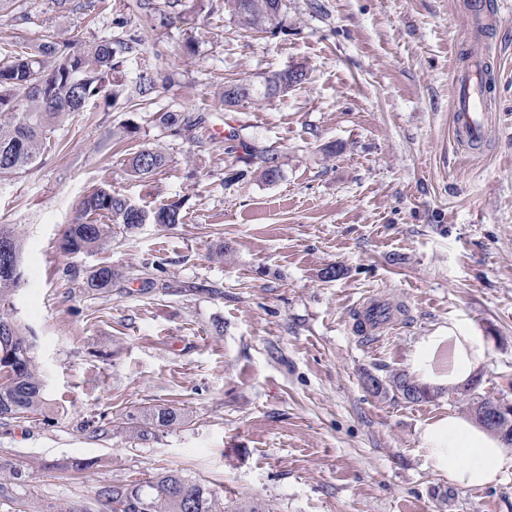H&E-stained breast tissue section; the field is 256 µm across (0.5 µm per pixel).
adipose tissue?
Returning <instances> with one entry per match:
<instances>
[{
	"label": "adipose tissue",
	"mask_w": 512,
	"mask_h": 512,
	"mask_svg": "<svg viewBox=\"0 0 512 512\" xmlns=\"http://www.w3.org/2000/svg\"><path fill=\"white\" fill-rule=\"evenodd\" d=\"M487 353L477 329L452 319L445 334L417 345L413 369L417 381L454 388L476 374ZM422 440L433 463L465 485L493 486L512 472V445L470 418L449 414L428 426Z\"/></svg>",
	"instance_id": "ef3b65f1"
}]
</instances>
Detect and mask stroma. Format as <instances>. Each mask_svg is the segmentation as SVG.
I'll use <instances>...</instances> for the list:
<instances>
[{
    "label": "stroma",
    "instance_id": "35a3bbf8",
    "mask_svg": "<svg viewBox=\"0 0 512 512\" xmlns=\"http://www.w3.org/2000/svg\"><path fill=\"white\" fill-rule=\"evenodd\" d=\"M0 0V47L81 44L137 34L120 75L150 103L103 102L69 116L30 171L0 178V224L23 243L24 285L4 311L33 345L48 408L0 420V512H102L104 484L168 471L226 506L273 512H512V473L488 487L449 479L426 427L466 414L462 388L430 399L368 391L365 374L412 373V355L449 319L488 346L480 394L512 401V0H487L475 32L467 0H284L278 23L244 26L224 0ZM473 54L494 81L479 147L451 125L455 76ZM306 81L261 95L266 77ZM259 93L225 109V83ZM203 115L170 135L155 112ZM238 130L280 157L282 175L232 180ZM166 164L129 175V150ZM137 205L179 203L183 223L116 232L68 255L66 225L95 187ZM102 265L119 277L85 286ZM336 266L340 274L325 278ZM384 293L400 310L378 341L349 329ZM173 404L185 425L141 442L127 414ZM92 460L69 476L60 463Z\"/></svg>",
    "mask_w": 512,
    "mask_h": 512
}]
</instances>
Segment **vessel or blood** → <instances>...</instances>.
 <instances>
[{
    "label": "vessel or blood",
    "mask_w": 512,
    "mask_h": 512,
    "mask_svg": "<svg viewBox=\"0 0 512 512\" xmlns=\"http://www.w3.org/2000/svg\"><path fill=\"white\" fill-rule=\"evenodd\" d=\"M484 77V66L477 63L455 80L453 126L457 137L471 144L485 141L489 131L490 91ZM356 315V331L375 339L383 337L394 320V311L386 296L379 293L363 298L356 306Z\"/></svg>",
    "instance_id": "1"
}]
</instances>
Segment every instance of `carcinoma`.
I'll return each instance as SVG.
<instances>
[{
    "instance_id": "1",
    "label": "carcinoma",
    "mask_w": 512,
    "mask_h": 512,
    "mask_svg": "<svg viewBox=\"0 0 512 512\" xmlns=\"http://www.w3.org/2000/svg\"><path fill=\"white\" fill-rule=\"evenodd\" d=\"M240 0H225L228 11L250 27L272 23L280 15L281 0H250L251 9L243 12ZM138 39L129 35L116 41L70 42L48 41L38 50L3 48L0 54V177H11L36 166L50 143V134L63 119L83 112L95 101L106 103L124 94L129 100L147 96L148 89L129 91L114 79V72L136 50ZM306 80L305 70L291 77L288 70L274 73L265 81V95L285 94ZM254 98L249 84L224 86V104L238 106ZM159 122L172 135H182L196 126V120L165 112ZM227 151L241 149L246 164L255 167L269 183L281 176L278 155L259 149L231 132L224 138ZM166 157L157 149H141L128 158L132 176L146 179L164 166ZM184 215L176 203L145 209L105 188L93 190L81 202L79 222L67 225L61 241L67 254L98 250L116 229L130 231L142 224H181ZM0 305L10 302L22 281L23 243L12 224H0ZM115 272L104 265L87 279L93 291L112 287ZM366 380L376 384V394L399 393L412 402L427 400L431 391L406 373H398L384 382L369 374ZM495 399L480 394L470 398L472 416L488 420L495 430L497 422L490 407ZM43 383L32 356V345L19 326L0 313V419L23 420L43 413ZM132 432L140 441H150L158 433L184 424L181 408L174 404L143 409L129 418ZM98 501L107 512H224L213 491L193 483L176 471L162 473L145 483L106 484L97 491Z\"/></svg>"
}]
</instances>
